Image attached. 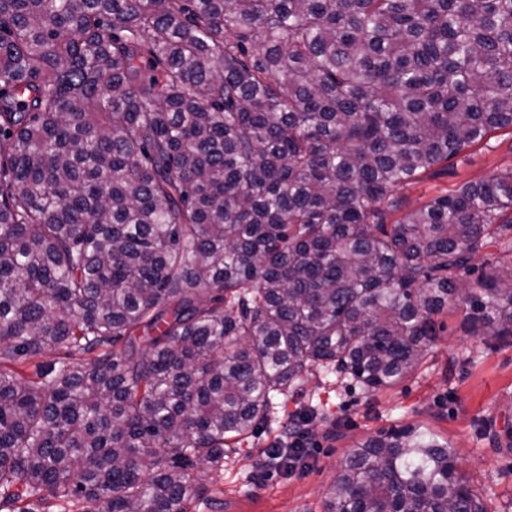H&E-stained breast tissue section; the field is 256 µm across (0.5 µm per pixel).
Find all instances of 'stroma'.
I'll return each instance as SVG.
<instances>
[{
	"label": "stroma",
	"instance_id": "obj_1",
	"mask_svg": "<svg viewBox=\"0 0 512 512\" xmlns=\"http://www.w3.org/2000/svg\"><path fill=\"white\" fill-rule=\"evenodd\" d=\"M509 170L512 134L498 130L401 194L413 209L463 182ZM463 317L459 307L438 316L439 336L425 362L394 387L371 392L343 375L307 373L301 389L275 397L267 421L249 438L225 449L222 466L209 473L208 493L190 500L187 512H325L326 494L355 444L407 423L448 438L488 512H512V452L496 451L490 438L512 426V345L470 336ZM309 407L312 465L292 475L260 470L264 448Z\"/></svg>",
	"mask_w": 512,
	"mask_h": 512
}]
</instances>
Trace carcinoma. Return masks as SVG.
I'll return each mask as SVG.
<instances>
[{
	"label": "carcinoma",
	"instance_id": "cac0c4a2",
	"mask_svg": "<svg viewBox=\"0 0 512 512\" xmlns=\"http://www.w3.org/2000/svg\"><path fill=\"white\" fill-rule=\"evenodd\" d=\"M506 128L512 0H0V505L186 512L311 367L511 345L512 171L396 196ZM326 512L487 510L405 424Z\"/></svg>",
	"mask_w": 512,
	"mask_h": 512
}]
</instances>
